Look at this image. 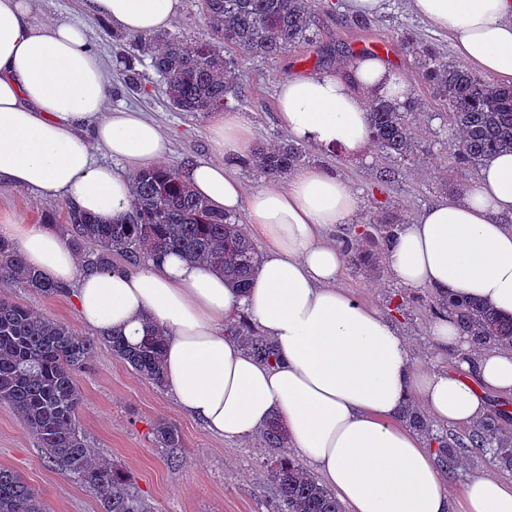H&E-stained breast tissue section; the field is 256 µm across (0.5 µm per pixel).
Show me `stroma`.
<instances>
[{
  "instance_id": "obj_1",
  "label": "stroma",
  "mask_w": 512,
  "mask_h": 512,
  "mask_svg": "<svg viewBox=\"0 0 512 512\" xmlns=\"http://www.w3.org/2000/svg\"><path fill=\"white\" fill-rule=\"evenodd\" d=\"M342 3L325 0L310 40L279 58L240 57L236 76L246 86L249 102L239 113L252 130V146L277 144L288 137L276 106L277 86L283 79L349 68L362 57L365 46L384 44L389 50L387 63L408 79L412 98L422 104L417 122L425 132L423 140L410 157L399 161L375 150L367 157L351 158L310 148L305 164L323 167L352 183L360 199L357 224L392 216L411 224L426 206L460 195L464 186L472 184L475 173L449 160L451 131L444 109L425 84L401 36L409 32L418 41L434 44L448 60H455L456 55L448 35L419 16L411 0H385L382 11L372 17L351 15ZM53 19L85 25L91 48L110 68L112 106L144 112L160 126L171 141L166 165L180 169L193 159H216L209 139V118L193 117L170 106L164 81L152 68L150 58L130 57L124 31L89 14L84 0H35L33 23ZM129 63L140 75L142 94L127 92L124 87ZM384 168L395 169L393 182L378 183L376 175ZM0 210L24 216L28 223L44 225L62 235L68 230L65 205L54 199H37L28 192L0 186ZM339 285L383 313L394 294L402 290L383 261L373 271L345 265ZM8 294L14 301L69 325L76 335L91 334L79 320L69 295L46 296L25 287L9 289ZM415 295L417 304L405 314L394 315L393 321L410 337L419 364L450 367L448 357L430 340L433 319L422 302L431 292L419 289ZM77 384L82 395L80 430L101 458L125 471L153 512H270L274 490L261 468L266 456L261 437L232 443L213 437L177 406L167 389L144 379L104 348L96 351L90 365L78 375ZM160 421L173 424L181 434L184 448L179 466H170L156 445L153 429ZM0 467L19 473L45 512L102 510L94 491L47 463L37 441L4 403H0Z\"/></svg>"
}]
</instances>
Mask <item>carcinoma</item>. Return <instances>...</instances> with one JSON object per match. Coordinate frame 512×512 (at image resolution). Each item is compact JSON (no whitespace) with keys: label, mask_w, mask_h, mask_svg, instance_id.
I'll return each instance as SVG.
<instances>
[{"label":"carcinoma","mask_w":512,"mask_h":512,"mask_svg":"<svg viewBox=\"0 0 512 512\" xmlns=\"http://www.w3.org/2000/svg\"><path fill=\"white\" fill-rule=\"evenodd\" d=\"M318 0H198L200 12L212 24L209 41L130 36L133 47L149 54L164 79L171 107L195 117L221 112L230 104L247 102L246 89L236 82L239 61L230 51L273 59L309 37ZM418 68L444 106L454 134L448 141L452 163L475 170L502 151L512 152V86H499L448 61L435 46L408 33L402 37ZM372 141L383 154L403 159L413 153L418 126L414 100L392 102L378 96L368 103ZM304 150L288 140L274 147H258L252 165L266 177L284 178L303 164ZM69 244L85 267L111 266L120 254L134 265L142 251L156 255L175 251L203 261L224 273V280L241 291L248 288L258 267L257 252L237 217L214 210L180 178L178 170L160 166L132 175L129 216L101 224L74 206L67 207ZM403 225L391 218L367 224L355 235L344 228L338 241L351 265L374 264L389 250ZM20 285L44 294L65 293L63 286L43 280L26 265L13 243L0 238V287ZM432 315L452 317L473 351L512 345V318L498 315L477 300H457L436 293L427 301ZM225 330L238 337L252 356L264 363L278 361L273 342L242 315ZM105 347L136 373L157 386L164 385V331L157 327L131 345L122 336L80 337L63 322L37 314L0 295V402L8 404L26 431L43 449L55 469L97 494L102 512H152L125 473L97 459L96 449L79 431L82 400L76 375ZM505 413L489 412L464 437L437 432L433 421L412 405L405 418L436 443L440 467L453 474L465 452L491 453L498 466L512 469V434L501 420ZM157 447L177 465L182 438L177 428L160 423L154 428ZM268 458L266 479L274 486L271 512H344L334 492L288 455V436L272 421L262 432ZM0 512H44L43 504L16 472L0 468Z\"/></svg>","instance_id":"1"}]
</instances>
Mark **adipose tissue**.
Returning a JSON list of instances; mask_svg holds the SVG:
<instances>
[{
    "instance_id": "obj_1",
    "label": "adipose tissue",
    "mask_w": 512,
    "mask_h": 512,
    "mask_svg": "<svg viewBox=\"0 0 512 512\" xmlns=\"http://www.w3.org/2000/svg\"><path fill=\"white\" fill-rule=\"evenodd\" d=\"M115 27L148 34L171 26L182 0H86ZM416 12L448 33L474 69L512 85V0H413ZM32 0H0V185L72 204L109 224L129 210V177L170 151L168 136L142 113L109 104L107 66L84 27L31 20ZM409 96L406 78L367 57L349 75L282 80L277 110L291 140L358 158L370 149L366 97ZM220 161L196 160L181 177L214 208L244 212L268 252L247 295L221 274L175 254L134 270H83L56 232L0 213L12 242L44 280L70 289L81 322L98 334L138 342L145 323L168 336L164 369L180 408L215 437L234 441L273 418L292 448L315 466L350 512H512V486L472 475L454 504L426 439L404 417L421 407L436 425L472 428L490 411L487 395H512V349L475 353L453 320L430 328L454 369L422 370L408 336L379 311L337 288L341 247L327 228L354 223L353 185L321 168L285 186L245 192L233 173L250 140L238 113L211 127ZM106 151L111 163L99 162ZM387 264L409 289L431 288L488 303L512 316V153L491 157L472 187L425 208L405 225ZM247 313L276 345L277 364L256 360L227 334Z\"/></svg>"
}]
</instances>
